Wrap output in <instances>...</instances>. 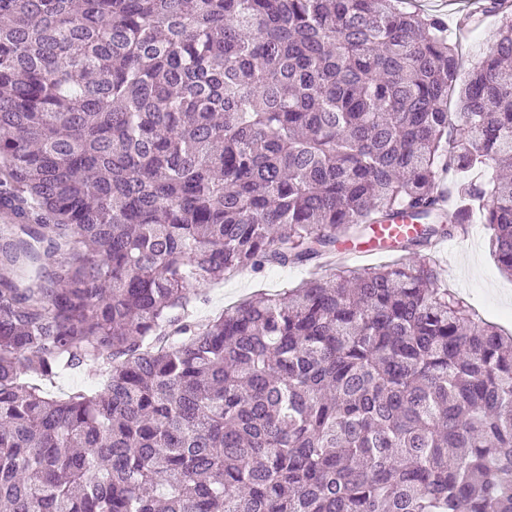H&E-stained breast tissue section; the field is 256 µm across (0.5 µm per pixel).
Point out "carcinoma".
<instances>
[{
    "instance_id": "1",
    "label": "carcinoma",
    "mask_w": 512,
    "mask_h": 512,
    "mask_svg": "<svg viewBox=\"0 0 512 512\" xmlns=\"http://www.w3.org/2000/svg\"><path fill=\"white\" fill-rule=\"evenodd\" d=\"M505 2L458 88L405 0H0V512H512V334L423 254L478 212L512 277V177L439 190L512 167ZM397 218L395 264L189 311ZM96 378V368L88 366L81 371L65 374L52 382H46V389L55 396L66 397L76 390L90 388L95 384Z\"/></svg>"
}]
</instances>
